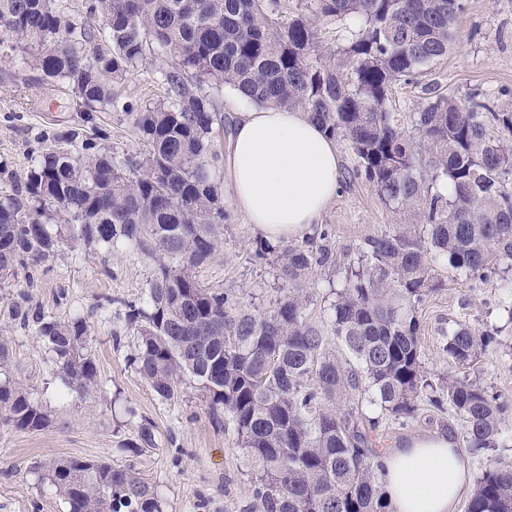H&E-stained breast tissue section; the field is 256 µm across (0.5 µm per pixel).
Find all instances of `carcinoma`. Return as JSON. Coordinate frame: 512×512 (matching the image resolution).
Instances as JSON below:
<instances>
[{
	"mask_svg": "<svg viewBox=\"0 0 512 512\" xmlns=\"http://www.w3.org/2000/svg\"><path fill=\"white\" fill-rule=\"evenodd\" d=\"M461 0H309L284 21L280 0H87L97 29L68 19L56 0H0V44L21 46L20 70L66 85L82 122L121 109L143 152L121 159L76 125L32 152L23 183L0 195V287L38 270L68 242L133 247L157 263L144 297L121 301L136 331L131 363L162 399L198 385L212 422L229 425L254 470L264 512H393L378 481L386 421L450 412L475 454L503 444L509 403L476 379L424 374L419 307L437 290L433 265L487 283L512 270V111L489 98L462 100L428 88L417 112H391L398 81L448 55ZM354 20L339 50L320 22ZM53 44L50 53L43 42ZM163 101L136 106L112 87L155 57ZM308 113L359 159L388 202L419 223L368 237L342 260L317 224L300 245L262 236L252 260L276 270V295L260 308L203 285L196 269L224 240L226 208L218 142L219 97ZM410 125L412 133L404 130ZM341 275L327 317L313 319L316 272ZM499 308L512 321V279ZM68 390H97L85 319L35 317ZM493 333L456 324L448 357L466 366ZM48 415L0 382V425L39 430ZM68 512H162L155 488L133 468L61 458L41 466ZM465 512H512V461L476 478Z\"/></svg>",
	"mask_w": 512,
	"mask_h": 512,
	"instance_id": "obj_1",
	"label": "carcinoma"
}]
</instances>
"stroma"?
I'll use <instances>...</instances> for the list:
<instances>
[{"mask_svg": "<svg viewBox=\"0 0 512 512\" xmlns=\"http://www.w3.org/2000/svg\"><path fill=\"white\" fill-rule=\"evenodd\" d=\"M455 39L447 56L435 61L414 82L396 83L391 111H418L423 87L438 85L459 98L478 94L498 109L512 110V0H463ZM17 53L0 46V193L25 179L29 155L46 132L80 123L77 101L64 88L46 84L34 71L19 74ZM165 58L158 57L130 72L117 86L121 97L143 104L161 99L157 79ZM104 130L103 145L113 152L135 154L140 144L129 117L121 111L99 113L87 134ZM345 176L341 191L323 214L332 228L337 254L354 252L366 238L399 224L415 223L413 210L386 204L365 178H348L359 164L345 142H337ZM258 229L241 215L230 214L224 243L214 258L197 270L212 288L253 294L256 303L274 295L272 267L250 259ZM156 269L153 260L133 248L108 253L83 243L68 244L32 279L18 277L0 288V334L8 341L9 377L45 410L48 426L38 431L0 427V512H67V506L38 463L79 457L133 467L158 491L164 512H262L253 497V467L231 428L216 427L197 386L185 381L178 401L159 398L129 365L135 332L124 318L121 300L142 297ZM441 286L419 311L422 362L427 377L479 379L491 392L512 403V322L498 307L492 284L459 278L438 270ZM27 293L31 313L58 319L85 318L90 350L98 366V388L80 397L66 393L47 346L33 326L15 315L18 293ZM463 323L476 331L495 330L493 342L466 367L455 365L444 351L448 328ZM151 424L153 446L131 451L141 424Z\"/></svg>", "mask_w": 512, "mask_h": 512, "instance_id": "1", "label": "stroma"}]
</instances>
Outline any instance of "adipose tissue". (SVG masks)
<instances>
[{"label":"adipose tissue","mask_w":512,"mask_h":512,"mask_svg":"<svg viewBox=\"0 0 512 512\" xmlns=\"http://www.w3.org/2000/svg\"><path fill=\"white\" fill-rule=\"evenodd\" d=\"M341 157L322 127L284 106L236 113L221 163L232 209L267 238L288 241L319 223L339 189ZM379 475L395 512H459L470 458L449 433L386 450Z\"/></svg>","instance_id":"1"}]
</instances>
